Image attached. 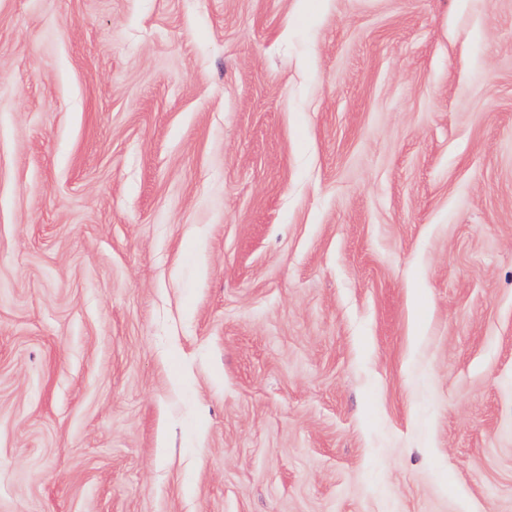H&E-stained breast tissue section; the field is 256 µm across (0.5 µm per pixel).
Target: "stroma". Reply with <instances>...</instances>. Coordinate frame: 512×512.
I'll return each instance as SVG.
<instances>
[{"instance_id":"obj_1","label":"stroma","mask_w":512,"mask_h":512,"mask_svg":"<svg viewBox=\"0 0 512 512\" xmlns=\"http://www.w3.org/2000/svg\"><path fill=\"white\" fill-rule=\"evenodd\" d=\"M0 512H512V0H0Z\"/></svg>"}]
</instances>
